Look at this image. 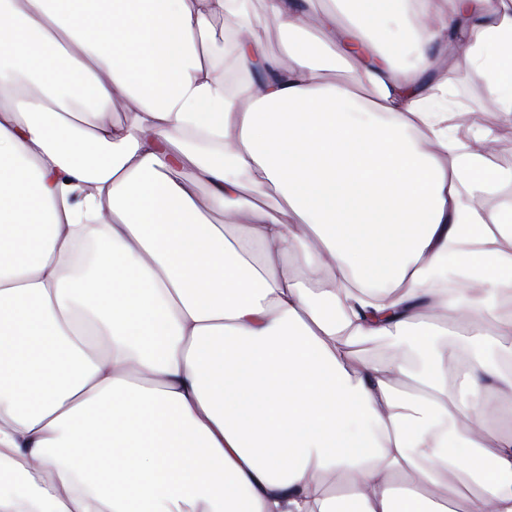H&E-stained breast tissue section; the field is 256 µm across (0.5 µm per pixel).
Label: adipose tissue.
Segmentation results:
<instances>
[{"instance_id":"ef3b65f1","label":"adipose tissue","mask_w":512,"mask_h":512,"mask_svg":"<svg viewBox=\"0 0 512 512\" xmlns=\"http://www.w3.org/2000/svg\"><path fill=\"white\" fill-rule=\"evenodd\" d=\"M308 2L0 0V512H512V0ZM247 5L265 50L271 56L279 55L286 45V33L281 23L268 14L266 0H248ZM214 20L212 21V26L216 33L217 41L213 46V51L214 53L219 52L224 45L223 59L218 60L217 65L219 68L223 69L224 87L228 91H232L245 79L244 73L238 68L236 63V44L238 38L234 30H228L225 36V42L224 40L222 41L220 39V32L222 30L224 31V24L218 27L215 25ZM448 91L457 92L464 98L467 106L482 116L470 132L469 140L478 133L488 135L499 145V151L487 163L492 167L512 166V125L506 128L500 120L496 102L472 83L467 73L457 66H447Z\"/></svg>"}]
</instances>
